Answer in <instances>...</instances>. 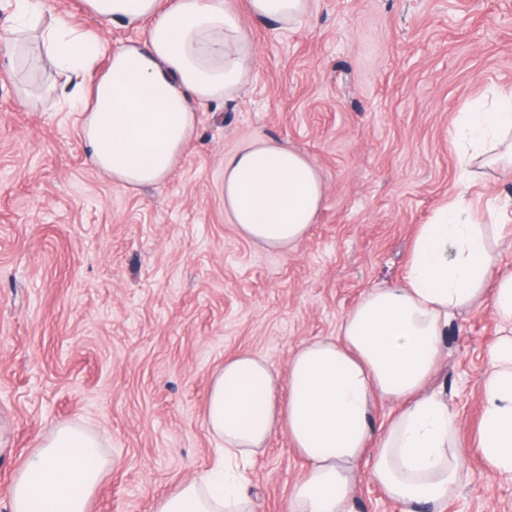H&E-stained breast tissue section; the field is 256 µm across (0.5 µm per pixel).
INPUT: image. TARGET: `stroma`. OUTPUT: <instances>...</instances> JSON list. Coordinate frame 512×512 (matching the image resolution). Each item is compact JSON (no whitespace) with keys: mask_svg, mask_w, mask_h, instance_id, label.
<instances>
[{"mask_svg":"<svg viewBox=\"0 0 512 512\" xmlns=\"http://www.w3.org/2000/svg\"><path fill=\"white\" fill-rule=\"evenodd\" d=\"M255 77L201 108L174 171L139 189L90 166L78 115L21 102L0 80V512L16 463L61 423L111 466L90 512H153L209 470L214 372L240 353L285 375L305 342L335 337L372 288L402 281L420 225L450 199H512V172L463 170L458 112L512 86V0H310L285 28L232 0ZM263 138L311 159L325 184L307 236L285 250L224 211V157ZM501 333L491 302L463 309L430 383L456 417L467 479L442 512H512V478L477 448L483 377ZM357 463V512H401ZM305 460L274 435L253 465L256 512H288Z\"/></svg>","mask_w":512,"mask_h":512,"instance_id":"35a3bbf8","label":"stroma"}]
</instances>
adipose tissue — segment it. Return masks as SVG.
Returning a JSON list of instances; mask_svg holds the SVG:
<instances>
[{
  "mask_svg": "<svg viewBox=\"0 0 512 512\" xmlns=\"http://www.w3.org/2000/svg\"><path fill=\"white\" fill-rule=\"evenodd\" d=\"M94 24L48 16L45 0H15L8 17L12 62L51 66L55 97L80 116L89 162L124 188L156 185L193 137L200 108L252 82L255 44L229 0H81ZM309 0H248L256 17L298 25ZM120 27L141 39L112 45ZM106 68H99V61ZM463 150L512 163V88L489 109L457 116ZM316 165L284 144L253 142L224 159V209L246 239L283 250L301 241L321 209ZM496 258L472 205L455 199L421 225L402 282L370 289L342 319L336 338L306 343L278 378L260 356L225 360L204 422L223 450L206 476L180 482L154 512H254L247 486L255 456L285 433L305 458L289 512H355V463L374 456L373 475L403 512L447 501L463 467L456 421L426 386L459 310L492 300L512 325V273ZM479 447L488 471L512 476V334L490 350ZM399 402L387 421L376 399ZM110 462L98 439L58 425L16 465L10 512H88Z\"/></svg>",
  "mask_w": 512,
  "mask_h": 512,
  "instance_id": "1",
  "label": "adipose tissue"
}]
</instances>
